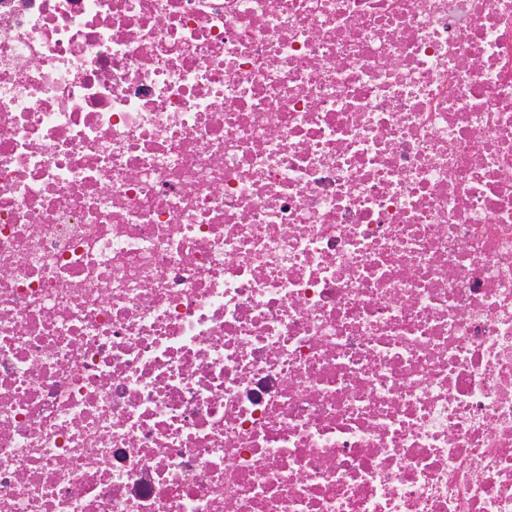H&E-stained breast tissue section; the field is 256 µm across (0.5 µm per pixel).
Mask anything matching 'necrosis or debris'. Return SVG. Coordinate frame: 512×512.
I'll use <instances>...</instances> for the list:
<instances>
[{
  "label": "necrosis or debris",
  "mask_w": 512,
  "mask_h": 512,
  "mask_svg": "<svg viewBox=\"0 0 512 512\" xmlns=\"http://www.w3.org/2000/svg\"><path fill=\"white\" fill-rule=\"evenodd\" d=\"M0 512H512V0H0Z\"/></svg>",
  "instance_id": "1"
}]
</instances>
